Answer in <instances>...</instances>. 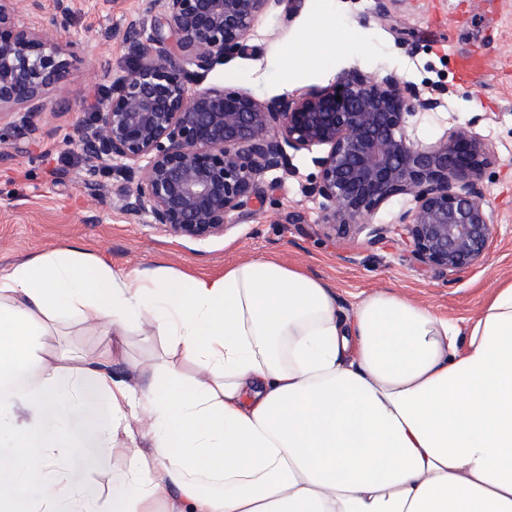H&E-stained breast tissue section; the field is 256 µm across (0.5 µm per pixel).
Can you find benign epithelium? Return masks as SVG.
Wrapping results in <instances>:
<instances>
[{"instance_id": "benign-epithelium-1", "label": "benign epithelium", "mask_w": 512, "mask_h": 512, "mask_svg": "<svg viewBox=\"0 0 512 512\" xmlns=\"http://www.w3.org/2000/svg\"><path fill=\"white\" fill-rule=\"evenodd\" d=\"M396 2L377 0L375 18L396 19ZM281 5L291 17L302 0H151L160 18L105 30L107 40L122 36L138 63L112 81L81 129L85 188L106 199L112 188L98 175L117 170L128 215L205 241L263 213L266 177L290 172L288 150L323 147L306 192L323 199L327 232L364 233L375 244L387 231L372 222L375 210L408 196L413 207L396 223L414 262L449 281L477 268L493 232L481 185L491 147L468 125L428 146L408 132L410 118L445 106L444 92L359 68L328 87L264 101L224 86L189 92L188 67L205 74L247 53L255 20ZM42 12L41 0H0V139L34 137L49 105L66 100L61 79L72 51L57 32L71 0H54L46 19Z\"/></svg>"}]
</instances>
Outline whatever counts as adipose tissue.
<instances>
[{"label":"adipose tissue","instance_id":"adipose-tissue-1","mask_svg":"<svg viewBox=\"0 0 512 512\" xmlns=\"http://www.w3.org/2000/svg\"><path fill=\"white\" fill-rule=\"evenodd\" d=\"M64 322L107 346L45 348ZM132 336L161 354L127 358ZM91 397L108 497L68 465ZM0 447V512H512V282L462 324L385 291L342 313L269 258L194 276L53 249L0 269Z\"/></svg>","mask_w":512,"mask_h":512}]
</instances>
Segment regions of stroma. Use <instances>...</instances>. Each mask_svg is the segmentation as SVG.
Listing matches in <instances>:
<instances>
[{"instance_id": "obj_1", "label": "stroma", "mask_w": 512, "mask_h": 512, "mask_svg": "<svg viewBox=\"0 0 512 512\" xmlns=\"http://www.w3.org/2000/svg\"><path fill=\"white\" fill-rule=\"evenodd\" d=\"M148 5L74 0L72 19L59 33L74 47L64 77L68 105L50 107L35 138L0 141L1 268L74 242L122 268L166 265L218 274L246 258H275L328 282L341 312H350L360 296L384 290L459 322L474 318L491 290L512 281V0H402L401 35L374 20L376 0H304L291 19L275 6L252 27L249 55L190 75L187 83L192 92L223 85L266 100L326 87L357 67L396 72L422 89H445L444 107L413 118L416 139L428 144L469 123L495 151L482 181L493 239L484 263L452 281L425 274L410 260L396 225L409 198L377 209L375 223L388 228L379 243L327 237L319 200L303 192L316 172L305 151L293 155V174L270 190L263 216L203 242L173 237L148 217L127 215L119 195L103 201L89 195L81 180L85 158L74 143L95 102L136 63L121 38L106 41L102 34L141 17ZM469 51L481 54L483 65L467 77L459 59ZM104 58L111 63L106 75L97 70ZM294 211L305 215V223L287 222Z\"/></svg>"}]
</instances>
